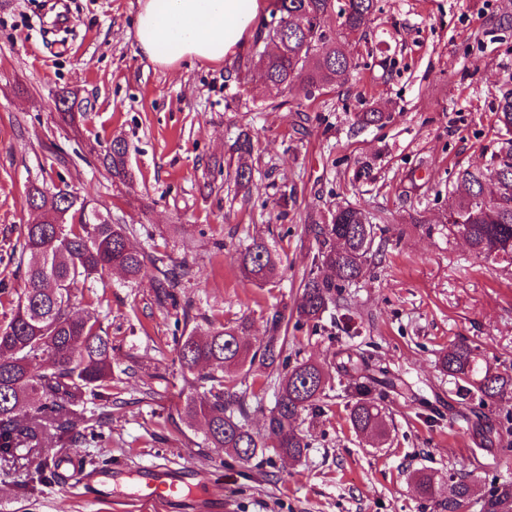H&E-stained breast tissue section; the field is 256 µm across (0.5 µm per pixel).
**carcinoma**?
Returning a JSON list of instances; mask_svg holds the SVG:
<instances>
[{
	"label": "carcinoma",
	"mask_w": 512,
	"mask_h": 512,
	"mask_svg": "<svg viewBox=\"0 0 512 512\" xmlns=\"http://www.w3.org/2000/svg\"><path fill=\"white\" fill-rule=\"evenodd\" d=\"M378 0H272L271 21L260 28L257 40L273 49L262 55L259 80L275 88H299L308 100L344 83L356 66L350 40L373 23ZM337 28L326 25L330 16ZM57 105L64 117L88 111L75 93L63 90ZM392 115L372 107L356 115L361 127L375 125ZM499 131L512 128V90L504 92L495 112ZM112 177L132 185L128 147L115 137L103 155ZM459 192L446 217L448 235H462L474 252L512 264V138L490 156L483 168L461 173ZM28 208L39 213L35 224L24 226L19 265L25 266V288L3 291L8 305L0 324V456L12 458L40 445L46 426L55 430L57 442L73 439L72 416L88 401L108 400L112 389V336L94 315L73 316L75 286L92 283L96 276L117 268L129 282L147 275L154 259L130 245V229L112 222L79 196L64 181L47 188L33 184L26 193ZM318 242L313 268L303 277L301 300L283 306L267 318V336L252 346L242 336L246 323L226 327L208 318L190 315L182 306L183 332L175 338L177 361L189 393L184 415L206 427L207 447L227 451L249 463L271 449L278 456L299 459L308 448L297 430L302 414L320 408L328 376L311 362L288 365L286 337L281 331L291 320L317 324L330 304L337 302L350 283L364 276L376 256L374 243L380 231L360 209L338 206L322 223L310 226ZM242 277L258 285L272 282L281 258L264 241L253 240L236 255ZM176 276L157 280L161 301L178 306ZM340 373H353L360 381L348 389L347 419L352 428L377 438L386 435L376 387L392 388L388 371L370 368L362 356L348 349L336 352ZM265 368L283 365L274 407L265 433L247 424V391H237V373L245 365ZM442 368L454 379L462 400L486 407L512 395V375L481 363L478 348L458 341L442 357ZM59 461L45 448L35 464L31 481L57 474ZM415 491L447 512H499L512 500V483L496 479L484 483L483 495L473 502L469 474L448 473L442 480L415 471Z\"/></svg>",
	"instance_id": "obj_1"
}]
</instances>
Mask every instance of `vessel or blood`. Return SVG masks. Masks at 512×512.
I'll return each instance as SVG.
<instances>
[{"label":"vessel or blood","mask_w":512,"mask_h":512,"mask_svg":"<svg viewBox=\"0 0 512 512\" xmlns=\"http://www.w3.org/2000/svg\"><path fill=\"white\" fill-rule=\"evenodd\" d=\"M104 475L111 478L113 493H122L126 488L135 491L145 510L159 502L169 503L179 499L195 503L198 512H223L224 509L223 499L204 497L203 483L183 480L172 469L145 467L129 480L118 470H105Z\"/></svg>","instance_id":"b4317fda"}]
</instances>
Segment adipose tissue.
Segmentation results:
<instances>
[{
  "label": "adipose tissue",
  "instance_id": "1",
  "mask_svg": "<svg viewBox=\"0 0 512 512\" xmlns=\"http://www.w3.org/2000/svg\"><path fill=\"white\" fill-rule=\"evenodd\" d=\"M136 40L153 64H218L243 49L263 19L262 0H140Z\"/></svg>",
  "mask_w": 512,
  "mask_h": 512
}]
</instances>
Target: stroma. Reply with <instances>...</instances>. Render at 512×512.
<instances>
[{"mask_svg":"<svg viewBox=\"0 0 512 512\" xmlns=\"http://www.w3.org/2000/svg\"><path fill=\"white\" fill-rule=\"evenodd\" d=\"M378 5L356 69L341 90L311 102L239 70L251 44L221 64L152 65L135 39L139 0H0V289L24 286L16 246L37 219L25 202L34 182L65 179L133 227V245L156 258L139 283L112 271L75 292L76 313L97 314L115 345L112 402L87 407L108 441L79 438L66 449L86 470L180 467L206 479L231 512H438L411 486L414 470L512 481L500 460L512 446V398L476 420L454 406L441 368L449 344L464 340L512 374V265L477 257L443 222L459 172L483 165L502 142L491 116L512 88V0ZM67 88L90 104L72 125L55 107ZM373 104L393 119L358 126L356 114ZM243 131L254 138L244 160L233 147ZM117 136L128 145L130 190L99 159ZM243 161L253 176L240 189L232 175ZM366 164L369 179H354ZM346 205L383 220L385 232L340 305L317 326L288 330L290 359L331 375L320 410L300 424L306 454L248 463L216 454L202 425L181 415L188 388L175 312L155 294L159 271L185 267L180 303L227 326L248 320L246 339L258 343L273 308L301 298L317 252L311 216ZM260 238L283 260L280 280L262 287L243 280L235 261ZM348 347L396 380L382 391L385 443L346 420L348 378L336 371V352ZM239 378L252 393L247 424L260 432L277 375L256 364ZM1 473L0 512H140L59 477L32 485L23 460L0 459Z\"/></svg>","mask_w":512,"mask_h":512,"instance_id":"35a3bbf8","label":"stroma"}]
</instances>
